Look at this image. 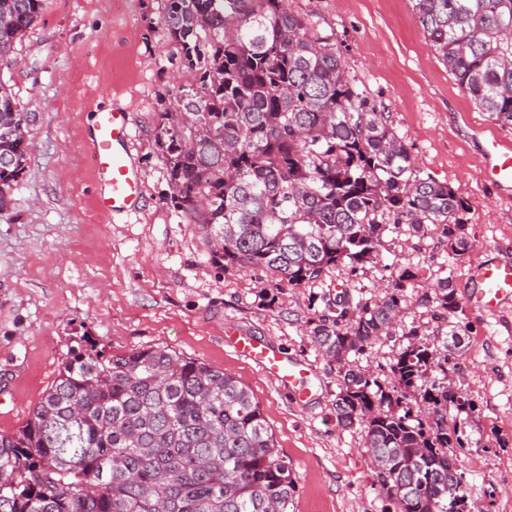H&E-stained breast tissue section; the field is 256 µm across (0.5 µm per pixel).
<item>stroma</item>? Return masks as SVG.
<instances>
[{
    "label": "stroma",
    "instance_id": "35a3bbf8",
    "mask_svg": "<svg viewBox=\"0 0 512 512\" xmlns=\"http://www.w3.org/2000/svg\"><path fill=\"white\" fill-rule=\"evenodd\" d=\"M164 0H47L40 19L0 67L29 115L31 146L0 213V433L23 427L58 373L69 347L87 338L112 354L161 346L235 376L258 399L279 454L296 481L293 512H383L385 502L360 425L336 420V367L314 346L308 322L326 298L349 289L377 298L401 267L416 273L393 336L357 356L382 384L420 327L446 339L419 297L449 278L461 305L449 324L465 326L448 353V384L473 403L449 410L465 445L457 449L467 501L480 512H512V306L488 314L465 303L477 262H512V192L492 185L484 147L512 146V130L481 112L431 49L410 0H288L313 35L332 42L349 77L389 113L390 124L422 173L448 183L468 203L471 248L453 255L436 235L399 226L381 256L357 273L285 287L259 306L262 271L214 265L200 227L168 204L166 168L155 143L156 116L195 83L160 32ZM129 114L131 153L143 184L139 213L115 217L96 206L99 185L85 152L93 114ZM266 341L303 363L311 395L269 381L225 342L227 329Z\"/></svg>",
    "mask_w": 512,
    "mask_h": 512
}]
</instances>
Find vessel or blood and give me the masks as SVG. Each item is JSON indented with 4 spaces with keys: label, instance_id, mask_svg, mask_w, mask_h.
<instances>
[{
    "label": "vessel or blood",
    "instance_id": "1",
    "mask_svg": "<svg viewBox=\"0 0 512 512\" xmlns=\"http://www.w3.org/2000/svg\"><path fill=\"white\" fill-rule=\"evenodd\" d=\"M131 139L127 112L112 109L95 113L88 141L91 167L99 181L97 204L101 211L127 214L142 200V180L126 149ZM488 178L502 188L512 187V147L492 141L487 149ZM473 289L467 301L487 313H498L512 300V263L482 261L469 269ZM228 346L255 363L273 382L291 386L299 401H306L309 374L302 363L286 359L272 346L251 337L229 335Z\"/></svg>",
    "mask_w": 512,
    "mask_h": 512
}]
</instances>
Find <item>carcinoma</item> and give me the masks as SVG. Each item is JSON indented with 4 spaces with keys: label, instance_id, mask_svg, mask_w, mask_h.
Instances as JSON below:
<instances>
[{
    "label": "carcinoma",
    "instance_id": "1",
    "mask_svg": "<svg viewBox=\"0 0 512 512\" xmlns=\"http://www.w3.org/2000/svg\"><path fill=\"white\" fill-rule=\"evenodd\" d=\"M415 18L475 106L512 129V0H411ZM46 0H0V61ZM161 33L198 77L157 114L155 142L170 205L202 226L212 260L263 270L280 285L315 283L374 261L392 224L435 230L470 248L467 202L423 176L407 146L341 56L287 0H166ZM12 89L0 82V210L13 206L29 145ZM403 267L370 301L344 290L310 320L336 363V419L363 426L391 512H464L448 407L470 405L438 381L448 354L416 340L396 355L388 388L349 357L391 335ZM422 302L433 320L460 303L446 278ZM419 394L415 405L409 396ZM296 481L253 393L234 376L165 347L108 354L71 347L25 425L0 434V512H290Z\"/></svg>",
    "mask_w": 512,
    "mask_h": 512
}]
</instances>
